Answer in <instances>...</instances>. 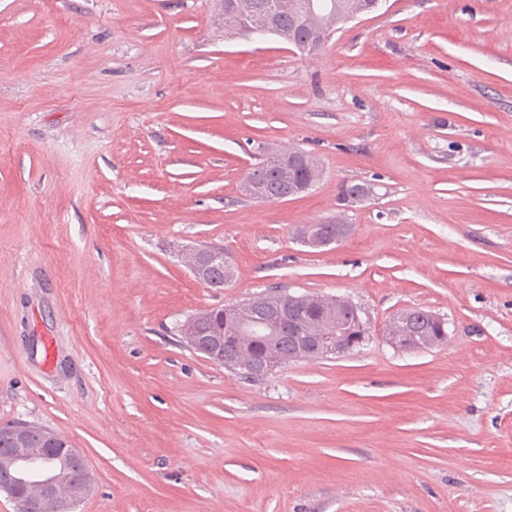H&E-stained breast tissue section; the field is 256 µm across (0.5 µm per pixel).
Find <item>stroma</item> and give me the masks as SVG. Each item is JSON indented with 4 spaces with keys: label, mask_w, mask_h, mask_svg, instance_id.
Instances as JSON below:
<instances>
[{
    "label": "stroma",
    "mask_w": 512,
    "mask_h": 512,
    "mask_svg": "<svg viewBox=\"0 0 512 512\" xmlns=\"http://www.w3.org/2000/svg\"><path fill=\"white\" fill-rule=\"evenodd\" d=\"M288 147L320 181L247 195ZM351 183L372 193L349 207ZM202 245L223 289L187 268ZM273 288L351 301L369 341L259 380L180 344ZM412 308L443 344L389 342ZM15 422L85 456L79 512H512V0H382L311 55L225 37L217 0H0ZM200 253H207L205 260L200 262L197 265H191L189 270L191 275L200 283L206 285L209 288H224V283H228L234 277V270L232 264L224 265L223 269H215L214 274L216 277H224V282L213 281L207 278V270L209 265L210 257H212L213 262L224 263V249L218 248L214 250L213 248H201L196 249Z\"/></svg>",
    "instance_id": "obj_1"
}]
</instances>
